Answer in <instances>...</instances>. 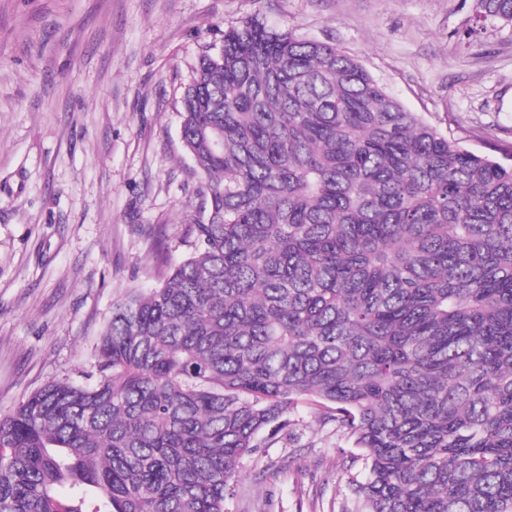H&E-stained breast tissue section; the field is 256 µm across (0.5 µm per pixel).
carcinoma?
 <instances>
[{"mask_svg":"<svg viewBox=\"0 0 512 512\" xmlns=\"http://www.w3.org/2000/svg\"><path fill=\"white\" fill-rule=\"evenodd\" d=\"M180 117L190 251L112 304L97 382L0 417V512H226L301 403L360 450L341 512H512V163L256 16Z\"/></svg>","mask_w":512,"mask_h":512,"instance_id":"1","label":"carcinoma"}]
</instances>
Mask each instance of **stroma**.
<instances>
[{
    "mask_svg": "<svg viewBox=\"0 0 512 512\" xmlns=\"http://www.w3.org/2000/svg\"><path fill=\"white\" fill-rule=\"evenodd\" d=\"M255 15L356 57L479 155L512 146V25L478 0H0V416L96 381L112 304L159 284L197 215L180 100L199 55ZM242 460L228 512H338L357 448L298 407Z\"/></svg>",
    "mask_w": 512,
    "mask_h": 512,
    "instance_id": "1",
    "label": "stroma"
}]
</instances>
